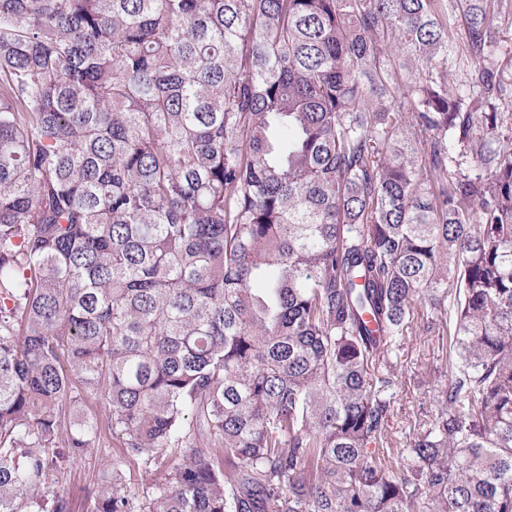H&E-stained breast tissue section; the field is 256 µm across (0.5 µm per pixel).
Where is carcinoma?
Listing matches in <instances>:
<instances>
[{
    "label": "carcinoma",
    "instance_id": "obj_1",
    "mask_svg": "<svg viewBox=\"0 0 512 512\" xmlns=\"http://www.w3.org/2000/svg\"><path fill=\"white\" fill-rule=\"evenodd\" d=\"M506 14L0 0V512H71L88 398L123 442L93 512H512ZM419 332L434 413L392 448ZM494 41L486 63H490L504 71L505 91L497 100V111L504 112L505 122L500 129L502 135L512 144V15H501L494 20ZM127 471V487L132 494H141L142 490L152 485H160L164 476L161 472H146L138 467L136 463L131 462Z\"/></svg>",
    "mask_w": 512,
    "mask_h": 512
}]
</instances>
